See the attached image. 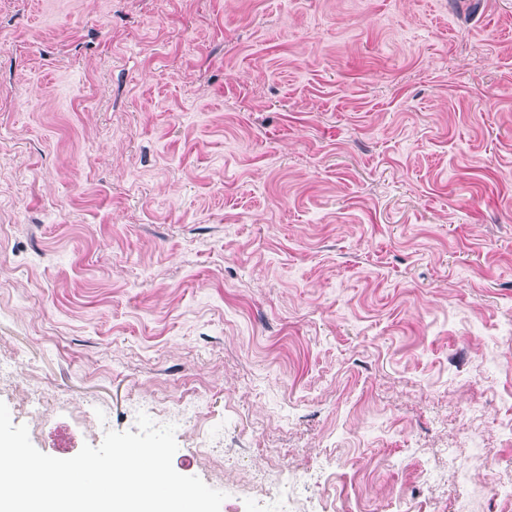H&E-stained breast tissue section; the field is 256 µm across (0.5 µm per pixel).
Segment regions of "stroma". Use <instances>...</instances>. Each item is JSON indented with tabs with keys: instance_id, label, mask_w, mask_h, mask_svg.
<instances>
[{
	"instance_id": "35a3bbf8",
	"label": "stroma",
	"mask_w": 512,
	"mask_h": 512,
	"mask_svg": "<svg viewBox=\"0 0 512 512\" xmlns=\"http://www.w3.org/2000/svg\"><path fill=\"white\" fill-rule=\"evenodd\" d=\"M12 353L48 455L146 410L305 512H512V0H0Z\"/></svg>"
}]
</instances>
